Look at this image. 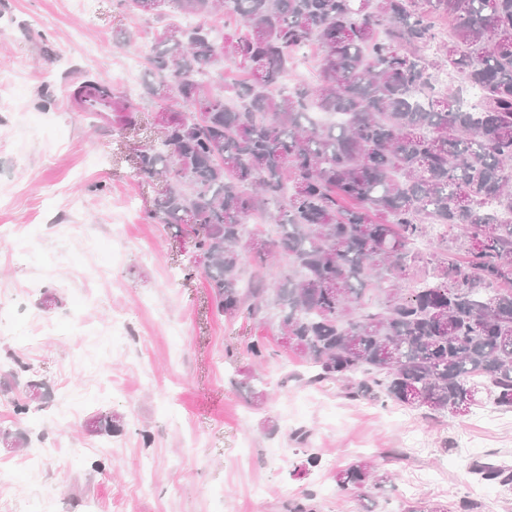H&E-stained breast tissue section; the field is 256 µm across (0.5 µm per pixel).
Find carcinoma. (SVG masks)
Here are the masks:
<instances>
[{
	"mask_svg": "<svg viewBox=\"0 0 512 512\" xmlns=\"http://www.w3.org/2000/svg\"><path fill=\"white\" fill-rule=\"evenodd\" d=\"M118 2L197 19L156 36L150 121L108 81L85 84L112 100L113 126L149 125L133 154L159 187L147 218L192 237L217 313L273 310L312 381H346L355 399L450 420L484 399L512 410V0ZM216 16L234 23L220 41ZM313 47L319 79L286 84ZM256 217L277 239L247 234ZM436 225L453 234L414 251ZM273 256L289 270L270 281ZM42 390L29 381L15 413ZM116 423L109 411L88 428ZM473 473L512 484L495 463ZM337 479L379 489L390 475L356 460Z\"/></svg>",
	"mask_w": 512,
	"mask_h": 512,
	"instance_id": "1",
	"label": "carcinoma"
}]
</instances>
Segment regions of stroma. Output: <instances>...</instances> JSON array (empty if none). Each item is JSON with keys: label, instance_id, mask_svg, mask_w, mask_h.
Masks as SVG:
<instances>
[{"label": "stroma", "instance_id": "stroma-1", "mask_svg": "<svg viewBox=\"0 0 512 512\" xmlns=\"http://www.w3.org/2000/svg\"><path fill=\"white\" fill-rule=\"evenodd\" d=\"M113 0H0V512H455L488 506L476 460L512 466V411L473 407L459 421L350 398L309 382L273 318L217 314L190 238L151 222L157 187L143 180L123 131L77 111L70 93L102 78L143 115L147 59L163 21ZM261 338L269 355L246 351ZM44 399L13 412L27 381ZM112 411V435L86 424ZM61 441L50 456L31 449ZM319 468L305 471L307 454ZM366 459L391 473L359 493L336 474Z\"/></svg>", "mask_w": 512, "mask_h": 512}]
</instances>
